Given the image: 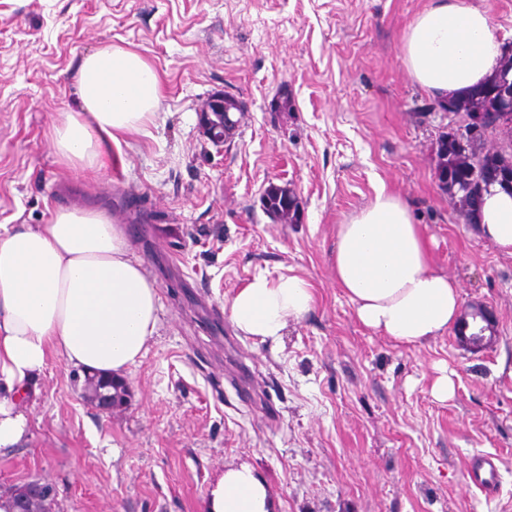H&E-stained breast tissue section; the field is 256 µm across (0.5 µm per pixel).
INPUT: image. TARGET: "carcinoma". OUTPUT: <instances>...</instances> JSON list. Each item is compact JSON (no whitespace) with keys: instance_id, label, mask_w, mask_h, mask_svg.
Here are the masks:
<instances>
[{"instance_id":"1","label":"carcinoma","mask_w":512,"mask_h":512,"mask_svg":"<svg viewBox=\"0 0 512 512\" xmlns=\"http://www.w3.org/2000/svg\"><path fill=\"white\" fill-rule=\"evenodd\" d=\"M438 106L463 108L472 118L477 114H488L493 109V99L488 96L464 98L452 97L447 101L438 102ZM503 152L496 150L491 152L486 149L485 142L448 141V134H439L435 146L436 170L455 185L458 201L463 203L470 200L471 196L488 185L487 174L492 166L498 164ZM263 207L266 212L275 216V220L282 224H293L301 212L299 201L291 196L284 199L277 194H268L262 197Z\"/></svg>"}]
</instances>
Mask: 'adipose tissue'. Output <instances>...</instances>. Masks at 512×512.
<instances>
[{"label":"adipose tissue","instance_id":"1","mask_svg":"<svg viewBox=\"0 0 512 512\" xmlns=\"http://www.w3.org/2000/svg\"><path fill=\"white\" fill-rule=\"evenodd\" d=\"M414 81L445 100L482 82L504 48L488 12L471 0H432L403 36ZM79 112L52 129L60 161L97 169L107 143L147 134L160 80L137 52L107 46L78 70ZM479 230L512 255V195H485ZM432 242L407 206L385 185L348 223L339 225L333 268L358 321L400 345L422 346L445 335L460 315L459 290L434 270ZM314 305L309 282L295 274L253 276L228 301L246 336L280 340L289 321ZM159 297L124 230L104 211H54L49 223L0 225V453L25 439L20 398L34 390L51 356L85 372L126 375L159 331ZM211 512H274L249 465L228 468L210 491Z\"/></svg>","mask_w":512,"mask_h":512}]
</instances>
